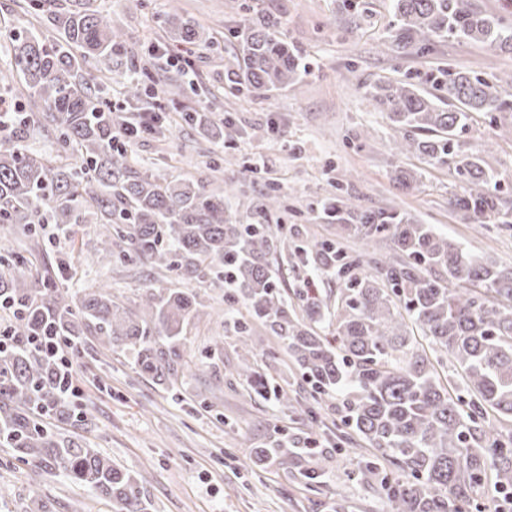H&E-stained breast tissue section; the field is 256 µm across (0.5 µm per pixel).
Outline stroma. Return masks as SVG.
<instances>
[{
    "instance_id": "35a3bbf8",
    "label": "stroma",
    "mask_w": 512,
    "mask_h": 512,
    "mask_svg": "<svg viewBox=\"0 0 512 512\" xmlns=\"http://www.w3.org/2000/svg\"><path fill=\"white\" fill-rule=\"evenodd\" d=\"M243 2L277 16L306 65L305 74L277 91L272 105L231 94L224 80L228 63L240 51L234 32L244 16L231 0H94L102 17L127 34L123 64L148 66L147 100L169 115L161 127L141 133L133 150L137 172L168 179L188 174L211 190L233 184L224 204L237 223L266 224L277 242L294 240V249L273 247L267 262L297 311L310 279L327 304L336 301L339 281L333 268L304 258L297 247L312 237L337 239L322 208L339 192L365 209L408 213L462 243L485 264L512 266V230L460 223L448 204L459 189L453 172L393 154L394 132L368 95L375 82L407 73L422 82L436 69L455 66L493 75L512 92V53L448 39L435 41L422 55L397 54L385 43L390 0H358L355 15L343 10L342 0ZM174 4L204 26L207 38L191 48L185 96L170 103L161 88L176 75L178 64L156 45L168 40L163 19ZM190 107L212 109L219 122L232 120L238 135L206 144L181 119ZM463 139L472 152L493 145L491 164L503 186H512V114L493 120L477 116ZM399 167L417 172L413 189L394 183L392 173ZM272 190L283 202L277 213L263 206ZM97 231V225L77 224L57 239L9 224L0 232V243L23 254L32 273L50 271L59 253L69 254L76 265L68 285L73 295L103 285L113 300L133 310L144 287L187 288L205 308L183 327L185 363L174 388L142 375L127 350H90L78 358L77 420L61 423L64 435L84 440L142 479L156 512H327V503L340 491L361 504V512H389L374 484L354 476L353 457L336 448L339 399L313 401L311 387L282 341L261 322L251 324L263 348L254 367L299 404L288 408L252 394L238 377L236 322L247 311L230 299L223 280L166 271L144 258L94 262ZM292 436L317 438L328 451L320 483L308 484L290 466L249 465L251 449ZM37 501L49 512H112L110 500L74 483L62 469L34 476L11 449L0 446V512H32Z\"/></svg>"
}]
</instances>
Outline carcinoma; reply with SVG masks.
Listing matches in <instances>:
<instances>
[{"mask_svg": "<svg viewBox=\"0 0 512 512\" xmlns=\"http://www.w3.org/2000/svg\"><path fill=\"white\" fill-rule=\"evenodd\" d=\"M390 46L407 55L431 50L448 37L512 51V25L477 11L470 0H392ZM58 38L25 30L9 36L12 69L0 85L41 105L57 138L56 154L29 146V116L14 115L0 136V224H96L97 259L112 262L131 253L155 266L200 264L228 271L249 316L265 323L285 344L314 399L336 393L346 402L342 427L373 450L361 459V475L374 479L391 512H467L475 489L491 482L498 494L512 492V437L486 422L488 411L512 418V268L479 262L469 251L396 210H364L338 195L325 206L342 233L358 243L356 255L314 239L301 252L336 267L340 288L334 309L306 295L305 315L290 309L273 282L265 256L270 231L234 222L224 192L206 190L189 176L160 180L133 169L131 154L117 143L112 105L93 89L96 77H112L113 56L125 47L122 30L99 16L87 0L48 11ZM165 25L179 46L205 38L196 20L171 6ZM282 23L260 10L236 30L241 54L227 69L229 87L267 98L293 81L300 59L282 38ZM144 73L129 69L123 89L137 107ZM448 90V108L437 96L407 80L372 86L374 107L386 114L397 136L393 150L434 168L449 167L461 193L449 199L466 224L512 228L503 209L499 180L488 163L491 148L466 153L459 140L475 113L512 112V93L476 70L449 68L431 77ZM185 122L217 143L233 130L213 123L206 110L184 113ZM392 254L378 258V240ZM124 249L116 251V246ZM0 300L17 314L10 334L16 343L0 350V444L35 474L62 468L76 483L112 500L113 512H155L140 479L92 448L40 422L49 410L71 417L60 399L58 361L27 345L29 336H93L103 349L124 347L139 371L173 386L182 366L181 333L198 315V295L187 290L145 291L136 310L112 300L103 288H85L76 302L68 289L36 273H0ZM329 320L334 334L318 332ZM243 350L237 373L255 393L282 405L287 394L255 370L257 349L248 323H240ZM458 368L462 389H450L436 369ZM304 463L315 479L319 451L286 444L258 448L251 462Z\"/></svg>", "mask_w": 512, "mask_h": 512, "instance_id": "cac0c4a2", "label": "carcinoma"}]
</instances>
